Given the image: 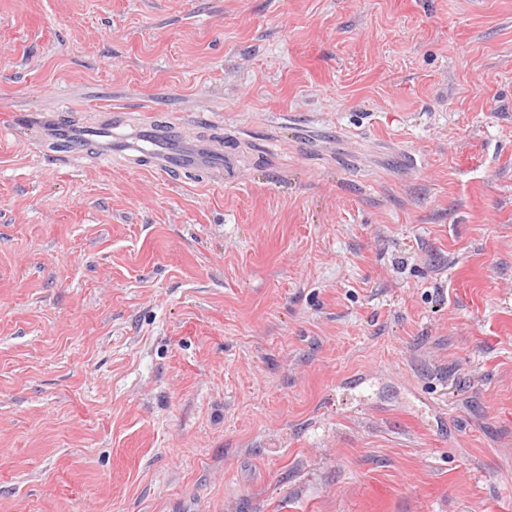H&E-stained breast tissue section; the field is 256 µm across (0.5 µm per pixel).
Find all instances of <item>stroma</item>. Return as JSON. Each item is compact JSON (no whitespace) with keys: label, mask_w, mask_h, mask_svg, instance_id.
<instances>
[{"label":"stroma","mask_w":512,"mask_h":512,"mask_svg":"<svg viewBox=\"0 0 512 512\" xmlns=\"http://www.w3.org/2000/svg\"><path fill=\"white\" fill-rule=\"evenodd\" d=\"M0 512H512V0H0ZM82 129L85 131L82 137L64 141L68 148L66 155L70 160H84L87 157V150L90 144L95 145L96 155L100 161L108 160L112 157V154L122 150L119 147H115V144L123 142L129 146L128 149L142 153L155 170L162 172L182 170L202 164L194 157L180 152L171 146L173 142L180 141L178 135L180 127L176 125L170 127L166 132L163 129H158L157 131L153 128L148 131L136 129L134 140L123 137H114L113 139L112 127L109 125L87 126ZM144 132L152 133L154 140H145L142 135ZM140 142L145 143L141 144Z\"/></svg>","instance_id":"35a3bbf8"}]
</instances>
